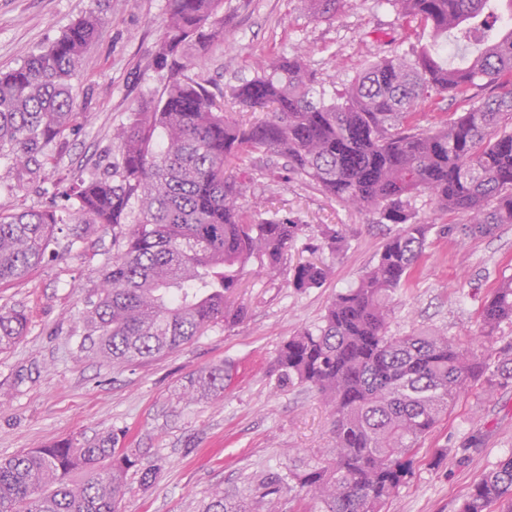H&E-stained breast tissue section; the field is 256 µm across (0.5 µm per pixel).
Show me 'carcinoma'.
<instances>
[{
    "label": "carcinoma",
    "instance_id": "carcinoma-1",
    "mask_svg": "<svg viewBox=\"0 0 512 512\" xmlns=\"http://www.w3.org/2000/svg\"><path fill=\"white\" fill-rule=\"evenodd\" d=\"M347 0H306L328 19ZM430 30L417 49L372 61L331 98L316 90L305 53L259 64L230 99L186 75L224 37L223 0H167L153 63L166 73L159 96L144 95L117 128L118 155L64 193L66 203L0 212V284L21 280L45 261L67 226L73 249L92 230L112 231V262L88 299L93 347L112 365L157 357L209 328L236 324L233 301L257 259L275 273L307 225L272 213L247 216L244 155L284 160L339 203L376 213L399 230L356 285L333 297L322 323L283 343L275 368L284 383L305 386L330 407L336 454L303 472L262 484L254 501L214 491L201 512H277L283 487L306 512H382L412 465V452L448 413L481 356L446 335L392 334L389 302L427 245L431 225L415 220L411 199L425 194L439 211L464 218L447 234L467 238L512 224V0H387ZM101 12L72 23L50 45L0 72V157L40 176L79 122L75 78L81 57L102 33ZM472 49L458 65L452 51ZM459 116L422 128L416 115L439 100ZM343 231L322 225L314 251L336 260ZM331 266L299 262L289 286L320 287ZM512 324V278L484 301L477 336ZM20 307L0 306V349L26 332ZM487 384L512 386V340L495 352ZM231 366L213 365L191 383L219 396ZM135 448L115 432L34 448L0 460V512H118ZM88 472L71 484L74 470ZM512 512V455L465 496L459 512Z\"/></svg>",
    "mask_w": 512,
    "mask_h": 512
}]
</instances>
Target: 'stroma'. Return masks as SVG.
I'll use <instances>...</instances> for the list:
<instances>
[{"mask_svg": "<svg viewBox=\"0 0 512 512\" xmlns=\"http://www.w3.org/2000/svg\"><path fill=\"white\" fill-rule=\"evenodd\" d=\"M96 0H0V70L16 67L56 40ZM166 0H112L101 38L77 68L79 125L67 135L41 179L19 177L0 158V211L43 207L77 176L93 173L145 94L162 93L165 79L152 52ZM224 38L190 77L229 90L251 78L254 65L304 50L326 93L342 88L379 54L428 42L386 0H349L334 17L314 19L304 0H224ZM275 158L256 154L240 164L260 204L252 220L278 211L310 226L341 225L347 246L326 282L298 291L289 269L267 273L252 261L238 299L243 322L215 326L163 356L112 366L90 346L83 310L112 259L111 233L85 238L22 280L0 286V305L23 306L25 336L0 351V459L22 451L110 430L126 431V447L141 465L163 460L152 486L129 471L120 512H199L210 492L251 497L261 478L307 469L330 459L334 438L328 407L302 386H279L274 359L302 329L321 323L337 291L374 265L398 227L376 214L348 208L307 180L266 175ZM512 276V224L477 238L430 234L411 277L397 294L390 330H429L470 343L481 306L502 278ZM223 362L233 367L221 396L189 395L190 380ZM512 454V386L487 390L484 379L464 393L413 455L410 473L383 512H458L468 491Z\"/></svg>", "mask_w": 512, "mask_h": 512, "instance_id": "obj_1", "label": "stroma"}]
</instances>
